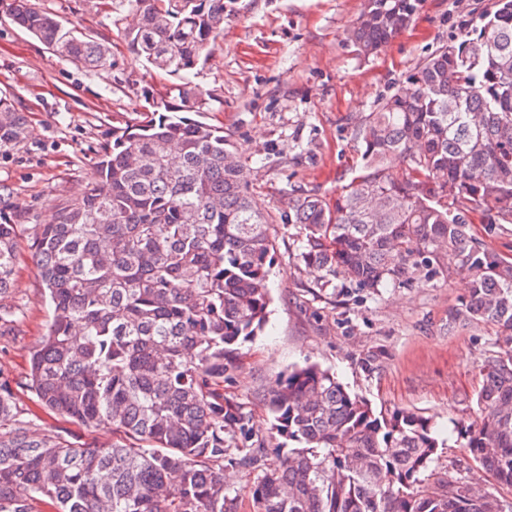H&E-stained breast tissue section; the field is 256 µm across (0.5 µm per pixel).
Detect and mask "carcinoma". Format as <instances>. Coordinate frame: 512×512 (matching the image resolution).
<instances>
[{
  "label": "carcinoma",
  "instance_id": "cac0c4a2",
  "mask_svg": "<svg viewBox=\"0 0 512 512\" xmlns=\"http://www.w3.org/2000/svg\"><path fill=\"white\" fill-rule=\"evenodd\" d=\"M423 0H365L346 32L368 58L414 22ZM14 24L62 60L97 75L112 52L29 0H11ZM238 0H112L128 51L184 83L136 122L112 130L81 196L35 225L31 249L51 307L32 348L26 387L38 403L86 430L112 428L109 446L74 444L16 417L0 382V512H503L459 476L430 470L439 447L431 421L388 417L315 365L268 388L273 457L251 448L249 418L224 398V355L262 330L270 226L299 224L297 259L374 292L411 270L431 272L455 252L468 293L448 329L493 327L480 362L478 417L464 452L512 488V262L488 253L472 225L512 224V0L443 46L382 95L355 125L359 174L326 200L300 195L288 214L256 211L250 169L224 131L198 112L189 75L216 45ZM29 135L25 115L0 97V145ZM405 161L393 179L388 163ZM0 208V337L17 263L18 226ZM371 350L361 369H381ZM256 473L229 495L224 470Z\"/></svg>",
  "mask_w": 512,
  "mask_h": 512
}]
</instances>
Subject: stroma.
<instances>
[{
    "label": "stroma",
    "mask_w": 512,
    "mask_h": 512,
    "mask_svg": "<svg viewBox=\"0 0 512 512\" xmlns=\"http://www.w3.org/2000/svg\"><path fill=\"white\" fill-rule=\"evenodd\" d=\"M31 2L107 42L114 54L112 70L89 76L17 27L0 6V96L10 98L30 125L26 140L0 148V206L33 217L20 231L8 300L17 327L0 338V379L12 385L22 419L66 438L76 426L40 408L23 385L29 351L51 315L29 249L33 227L50 223L60 200L85 190L113 129L172 96L176 80L136 60L96 0ZM363 6L364 0H253L225 21L214 53L191 75L205 102L196 118L223 127L235 143L251 168L258 210L286 211L289 197L298 194L335 197L361 161L357 116L371 112L428 54L481 27L493 0H424L414 23L365 59L344 40ZM272 236L267 323L229 354L225 398L266 437L272 379L294 366L318 365L378 413L407 409L430 418L445 443L433 470L454 469L466 483L491 488L492 475L461 446L462 428L477 412L479 364L494 331L482 323L449 328L448 311L467 289L455 255L440 256L430 281L404 279L378 295L352 284L323 290L318 273L297 260L300 225H273ZM375 348L384 350L385 360L369 374L359 361Z\"/></svg>",
    "instance_id": "35a3bbf8"
}]
</instances>
